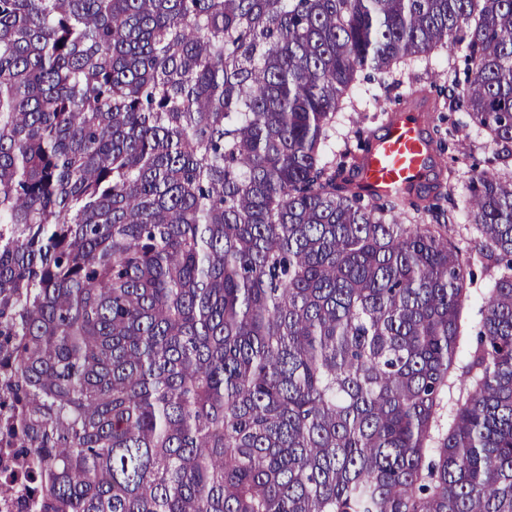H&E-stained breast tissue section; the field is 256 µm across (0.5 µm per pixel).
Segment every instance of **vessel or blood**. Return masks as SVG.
<instances>
[{
    "instance_id": "b4317fda",
    "label": "vessel or blood",
    "mask_w": 512,
    "mask_h": 512,
    "mask_svg": "<svg viewBox=\"0 0 512 512\" xmlns=\"http://www.w3.org/2000/svg\"><path fill=\"white\" fill-rule=\"evenodd\" d=\"M425 117L399 109L362 160L361 180L369 192L387 194L397 186L417 183L429 174Z\"/></svg>"
}]
</instances>
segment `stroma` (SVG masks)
I'll list each match as a JSON object with an SVG mask.
<instances>
[{
    "label": "stroma",
    "instance_id": "1",
    "mask_svg": "<svg viewBox=\"0 0 512 512\" xmlns=\"http://www.w3.org/2000/svg\"><path fill=\"white\" fill-rule=\"evenodd\" d=\"M467 53L465 44H457L451 51H439L408 61L394 69L383 80L370 83L358 82L356 90L343 109L337 112L330 132V154H356L357 131L379 135L384 123L385 108L403 105L414 90H421L431 103L433 119L426 127L430 138L449 140L453 149L451 172L441 175L442 190L450 191L457 209L451 223L450 235L468 258L475 279L470 287L471 299L465 316L469 330L479 326L484 317V296L496 275L476 247L477 234L467 217L464 203L473 176V162L487 164L493 157V147L487 133L477 127L462 111H450L447 97L437 95L436 87L447 86L455 68L461 67Z\"/></svg>",
    "mask_w": 512,
    "mask_h": 512
}]
</instances>
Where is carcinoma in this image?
I'll use <instances>...</instances> for the list:
<instances>
[{
  "mask_svg": "<svg viewBox=\"0 0 512 512\" xmlns=\"http://www.w3.org/2000/svg\"><path fill=\"white\" fill-rule=\"evenodd\" d=\"M467 42L498 269L324 160L361 73ZM0 448L39 512H512V0H0ZM461 398V394L458 386H451L450 388L445 387L442 394L441 410L437 422L433 423L431 434L433 440L430 443V447L435 448L437 446V440L447 430L449 424L452 422V418L457 407L458 399Z\"/></svg>",
  "mask_w": 512,
  "mask_h": 512,
  "instance_id": "obj_1",
  "label": "carcinoma"
}]
</instances>
